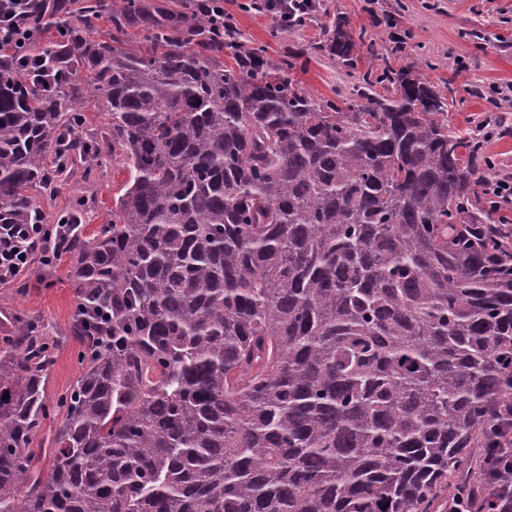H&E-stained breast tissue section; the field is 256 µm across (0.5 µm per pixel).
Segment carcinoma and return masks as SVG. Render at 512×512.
<instances>
[{
    "instance_id": "carcinoma-1",
    "label": "carcinoma",
    "mask_w": 512,
    "mask_h": 512,
    "mask_svg": "<svg viewBox=\"0 0 512 512\" xmlns=\"http://www.w3.org/2000/svg\"><path fill=\"white\" fill-rule=\"evenodd\" d=\"M212 8L39 6L52 88L0 46V234L46 223L37 195L78 158L128 171L98 230L76 209L30 248L29 266L68 258L82 346L48 455L30 443L58 340L0 320V512L468 508L485 463L512 468L492 447L512 239L477 192L496 161L417 63L373 68L345 18L316 49L368 67L322 97L305 52L274 59Z\"/></svg>"
}]
</instances>
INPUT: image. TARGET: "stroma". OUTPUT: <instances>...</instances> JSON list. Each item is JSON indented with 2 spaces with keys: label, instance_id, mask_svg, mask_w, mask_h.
Returning a JSON list of instances; mask_svg holds the SVG:
<instances>
[{
  "label": "stroma",
  "instance_id": "stroma-1",
  "mask_svg": "<svg viewBox=\"0 0 512 512\" xmlns=\"http://www.w3.org/2000/svg\"><path fill=\"white\" fill-rule=\"evenodd\" d=\"M244 0H226L235 27L244 39L267 46L269 55L280 57L297 50L306 51L309 61L298 77L311 90L324 96L333 92H352L358 74L316 53L314 46L323 39V26L335 16L344 17L353 29H365L381 57L393 67L414 59L430 60L423 76L437 88L453 83L454 102L448 109V124L463 132L474 129L485 112L500 116L506 136L487 146L489 155L500 165L501 173H512V97L489 104L486 95L493 85H512V0H320L306 26L271 37L276 22L273 14L243 9ZM407 31L403 48H396L392 28ZM469 63L457 68L458 59ZM83 167H76L70 184L58 194L44 196L39 205L47 220L72 208L78 200L86 202L90 228H97L109 217L112 198L127 180L125 169L116 168L100 175L92 188H85ZM69 263L59 258L53 268L21 274L12 284L0 286V309L20 310L41 317L49 333L65 337L53 353L46 397L55 404L79 374L81 345L68 336L76 292L68 280Z\"/></svg>",
  "mask_w": 512,
  "mask_h": 512
}]
</instances>
